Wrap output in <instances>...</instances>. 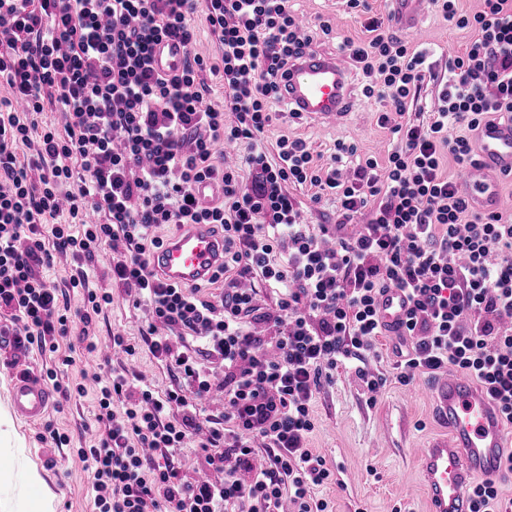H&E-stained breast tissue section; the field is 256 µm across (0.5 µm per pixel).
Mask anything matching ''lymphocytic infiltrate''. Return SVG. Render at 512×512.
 Wrapping results in <instances>:
<instances>
[{
  "mask_svg": "<svg viewBox=\"0 0 512 512\" xmlns=\"http://www.w3.org/2000/svg\"><path fill=\"white\" fill-rule=\"evenodd\" d=\"M456 2L430 0L470 33L439 62L369 16L368 0H344L372 37L342 47L396 144L381 166L339 141L321 166L304 138L265 140L280 80L313 42L293 0H0V315L14 347L52 353L76 331L96 349L113 296L90 287L83 265L107 247L113 288L134 286L128 303L146 312L138 338L117 331L111 342L131 356L147 349L171 378L161 389L108 361L75 382L45 372L62 399L95 391L100 430L76 451L95 512H278L285 498L293 512H329L316 494L333 474L309 446L312 402L341 367L379 388L367 364L386 329L377 299L392 287L409 303L398 382L454 368L512 426V214L474 212L442 171L447 155L475 162L480 125L512 118V0H480L471 14ZM198 15L208 54L196 49ZM163 39L186 48L171 75L151 63ZM207 73L221 104L207 100ZM49 109L61 126L42 122ZM224 140L244 146L243 167L217 156ZM204 180L219 200L196 198ZM325 205L351 228L332 248L325 225L301 219ZM166 224H207L223 238L211 276L222 293L153 269ZM61 260L76 268L63 288L37 273ZM243 278L271 288L274 308L257 307ZM215 389L224 414L203 438L200 403ZM189 448L223 481L186 479Z\"/></svg>",
  "mask_w": 512,
  "mask_h": 512,
  "instance_id": "1",
  "label": "lymphocytic infiltrate"
}]
</instances>
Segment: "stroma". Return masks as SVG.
I'll use <instances>...</instances> for the list:
<instances>
[{
    "label": "stroma",
    "instance_id": "35a3bbf8",
    "mask_svg": "<svg viewBox=\"0 0 512 512\" xmlns=\"http://www.w3.org/2000/svg\"><path fill=\"white\" fill-rule=\"evenodd\" d=\"M297 14L306 16L310 26H326L312 44L313 50L333 53L345 39H367L365 28L345 11L343 0H297ZM468 39L462 29L450 28L434 11H427L415 27L411 41L439 52L458 51ZM283 135L306 139L316 153L329 156L336 141L355 144L361 157L385 161L395 137L378 122L376 102L354 94L349 119L342 125L319 124L302 118H283L274 123L268 142ZM107 255H99L85 266L92 287L113 290L108 278ZM114 292L111 310L99 318L96 330L100 342L112 332L137 337L142 314L128 306L124 291ZM393 335L378 337L376 353L369 361L384 383L377 392H368L346 369H338L332 383L313 401L315 429L309 446L325 456L334 474L333 484L322 487L319 497L330 503L332 512H428L427 492L420 479L418 450L431 440L443 437L447 425L436 417L431 394L439 374H416L409 385L396 379L397 357ZM74 357L69 377H77L78 362L84 361L78 336L60 338L54 357L38 352L23 355L12 347L0 348V410L10 407L13 383L24 374H38L55 367L59 359ZM94 394L50 408L45 421L71 438L70 446L50 448L38 439L43 423L12 416L0 446L12 449L16 460L37 468L45 485L55 494V512H92L88 495L89 479L82 462L71 450L88 440L96 427Z\"/></svg>",
    "mask_w": 512,
    "mask_h": 512
}]
</instances>
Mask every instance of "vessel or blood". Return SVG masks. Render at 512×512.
<instances>
[{"label": "vessel or blood", "instance_id": "vessel-or-blood-1", "mask_svg": "<svg viewBox=\"0 0 512 512\" xmlns=\"http://www.w3.org/2000/svg\"><path fill=\"white\" fill-rule=\"evenodd\" d=\"M428 4L429 0H390L386 20L397 28H411ZM184 55L179 42L161 40L152 49V66L160 74L176 72ZM283 91L291 111L322 123H341L350 115L349 77L342 57L305 54L289 66ZM477 146L479 160L467 169L462 187L474 209L488 212L502 204L496 174L512 173V120L484 125L477 134ZM223 251V240L208 225L197 224L156 252L152 265L169 282H190L210 277ZM378 309L386 323L397 325L405 321L409 306L401 289L390 288L380 295ZM11 402L18 413L36 419L46 412L50 394L32 379H20L13 385ZM434 408L450 434L419 452L429 512H469L472 480L512 477L505 468L504 426L485 393L471 381L452 375L437 385Z\"/></svg>", "mask_w": 512, "mask_h": 512}]
</instances>
